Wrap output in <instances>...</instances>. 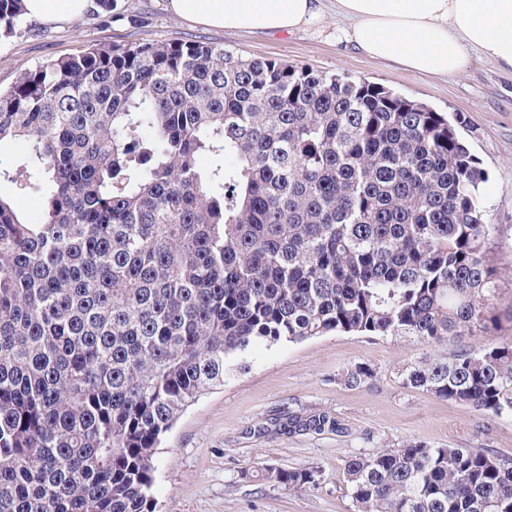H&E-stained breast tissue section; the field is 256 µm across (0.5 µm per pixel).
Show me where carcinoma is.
<instances>
[{
    "label": "carcinoma",
    "instance_id": "cac0c4a2",
    "mask_svg": "<svg viewBox=\"0 0 512 512\" xmlns=\"http://www.w3.org/2000/svg\"><path fill=\"white\" fill-rule=\"evenodd\" d=\"M31 27L0 0V38ZM12 141L27 151L0 180L42 205L0 194V512H156L162 438L256 342L495 328L488 173L448 118L379 84L201 40L104 43L0 89ZM403 383L512 417V341ZM345 478L355 512H512V459L483 448L416 441ZM0 191L3 195L12 196L18 207L29 212H35L40 207V199L21 190L19 185L1 182Z\"/></svg>",
    "mask_w": 512,
    "mask_h": 512
}]
</instances>
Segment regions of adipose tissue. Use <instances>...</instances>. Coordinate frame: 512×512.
Wrapping results in <instances>:
<instances>
[{
  "instance_id": "1",
  "label": "adipose tissue",
  "mask_w": 512,
  "mask_h": 512,
  "mask_svg": "<svg viewBox=\"0 0 512 512\" xmlns=\"http://www.w3.org/2000/svg\"><path fill=\"white\" fill-rule=\"evenodd\" d=\"M328 2L350 22L343 38L370 58L419 75L461 71L474 53L512 68V0H169V8L205 27L278 34L315 25ZM88 6L24 0L27 16L56 25L79 19Z\"/></svg>"
}]
</instances>
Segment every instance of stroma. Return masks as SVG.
I'll return each instance as SVG.
<instances>
[{"instance_id":"obj_1","label":"stroma","mask_w":512,"mask_h":512,"mask_svg":"<svg viewBox=\"0 0 512 512\" xmlns=\"http://www.w3.org/2000/svg\"><path fill=\"white\" fill-rule=\"evenodd\" d=\"M126 17L106 22L86 13L74 22L0 42V87L24 70L75 55L94 43L180 39L218 42L254 57L363 79L422 101L455 121L461 138L489 173L484 205L498 231L489 249L500 273L495 340H512V69L474 56L448 77H421L369 59L337 40L336 19L292 33L229 32L185 21L168 0H118ZM479 337L429 349L405 336L332 333L301 343L255 345L243 368L188 406L157 450L158 512H354L344 466L381 448L421 441L433 447L482 448L512 458V418H490L404 385L403 372L428 354L452 356ZM365 363L371 389H349L341 371ZM331 412L340 433L288 435L276 428L291 413ZM317 470L316 484L294 490L268 479L271 469Z\"/></svg>"}]
</instances>
